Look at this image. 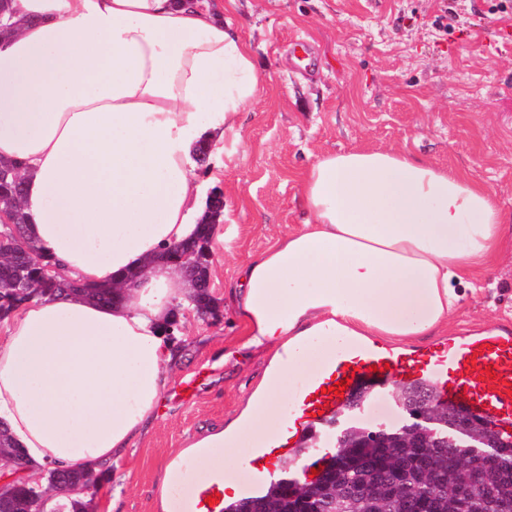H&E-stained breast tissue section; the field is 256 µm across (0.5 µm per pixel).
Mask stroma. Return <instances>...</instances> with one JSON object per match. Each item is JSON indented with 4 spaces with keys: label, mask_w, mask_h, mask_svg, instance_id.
Wrapping results in <instances>:
<instances>
[{
    "label": "stroma",
    "mask_w": 512,
    "mask_h": 512,
    "mask_svg": "<svg viewBox=\"0 0 512 512\" xmlns=\"http://www.w3.org/2000/svg\"><path fill=\"white\" fill-rule=\"evenodd\" d=\"M229 21L264 84L196 168L224 196L227 238L211 244L218 312L179 325L186 345L152 426L97 472L87 512H163L164 467L263 379L260 357L218 363L243 341L228 287L249 254L303 223L295 197L318 155L394 147L473 175L512 210V0H238ZM460 292L454 333L512 326L511 257Z\"/></svg>",
    "instance_id": "1"
}]
</instances>
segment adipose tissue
I'll list each match as a JSON object with an SVG mask.
<instances>
[{
  "label": "adipose tissue",
  "instance_id": "ef3b65f1",
  "mask_svg": "<svg viewBox=\"0 0 512 512\" xmlns=\"http://www.w3.org/2000/svg\"><path fill=\"white\" fill-rule=\"evenodd\" d=\"M236 0H8L0 158L25 181L26 234L65 275L120 301L34 297L0 319V423L32 476L106 468L151 424L179 358L189 284L165 257L202 218L193 148L223 141L263 81L224 13ZM303 224L240 263L231 303L268 381L230 431L196 440L204 479L249 467L260 417L352 339L446 329L459 283L507 245L512 211L470 175L393 148L318 156Z\"/></svg>",
  "mask_w": 512,
  "mask_h": 512
}]
</instances>
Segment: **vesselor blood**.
I'll return each instance as SVG.
<instances>
[{
	"label": "vessel or blood",
	"mask_w": 512,
	"mask_h": 512,
	"mask_svg": "<svg viewBox=\"0 0 512 512\" xmlns=\"http://www.w3.org/2000/svg\"><path fill=\"white\" fill-rule=\"evenodd\" d=\"M491 378H483V370ZM398 375L404 379L430 377L443 403L467 408L488 420L503 438H512V328L497 327L473 336H457L419 352L405 361L392 351L353 347L323 365L298 398L299 414L287 436L265 441L254 461L258 471L276 468L294 455L300 443L336 418L349 402L353 386L376 383ZM350 380V389L332 393L336 382ZM223 482L202 486L195 495V512H222V504H208L209 496L223 493Z\"/></svg>",
	"instance_id": "1"
}]
</instances>
